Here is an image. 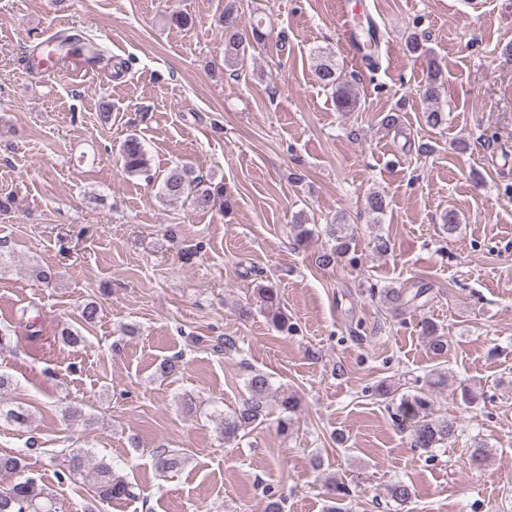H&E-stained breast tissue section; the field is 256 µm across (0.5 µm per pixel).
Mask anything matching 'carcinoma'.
<instances>
[{
  "label": "carcinoma",
  "mask_w": 512,
  "mask_h": 512,
  "mask_svg": "<svg viewBox=\"0 0 512 512\" xmlns=\"http://www.w3.org/2000/svg\"><path fill=\"white\" fill-rule=\"evenodd\" d=\"M224 27V63L232 65L245 56L249 44L239 31L238 10L235 0H227L222 15ZM430 73L425 82L418 86L416 95L429 104L422 112V122L431 129L446 124L445 112L438 106L444 81L440 66L429 63ZM314 74L319 83L331 89L336 108L342 112L353 110L357 106V96L351 81L329 61L320 59L315 64ZM122 172L128 176H150V158L148 151L136 136L128 137L120 147ZM160 197L167 201L182 199L195 211L209 212L229 207L224 194V185L205 182L195 175L192 167L177 165L169 169L160 182ZM328 234L336 245L322 252L318 264L323 267L336 264V258L348 254L350 243L336 225L331 224ZM258 295L268 322L278 332L289 334L295 330L284 309L279 289L266 285L258 288ZM99 314V306L90 301L79 311V327L92 324ZM79 327H64L62 340L78 347L87 342ZM422 332L428 338L430 351L436 356L448 353V340L437 332L436 325L425 319ZM279 408L276 428L280 435L287 436L294 430L295 419L300 401L296 394L287 388L273 387L270 377L260 371H252L246 381V396L239 406L224 415L221 420V434L229 441L238 433L250 427L263 424L272 405ZM395 418L409 431L411 447L422 454L431 453L440 446H446L455 437L457 423L433 412V401L424 388L400 398L396 405ZM6 419L19 426L29 423V410L13 405L0 398V419ZM65 471L58 473L59 481L80 477L92 484L94 498L100 503L134 496L133 486L127 477L116 473L105 459L95 458L84 448H69L65 453ZM186 459L179 453L163 448L158 454V467L163 471H178L185 465ZM11 476L13 481L0 487V512H56L53 490L44 483L42 477L26 469L24 453H0V476ZM329 489L334 492V501L328 512H344L340 502L350 496L345 484L333 477L326 480Z\"/></svg>",
  "instance_id": "obj_1"
}]
</instances>
